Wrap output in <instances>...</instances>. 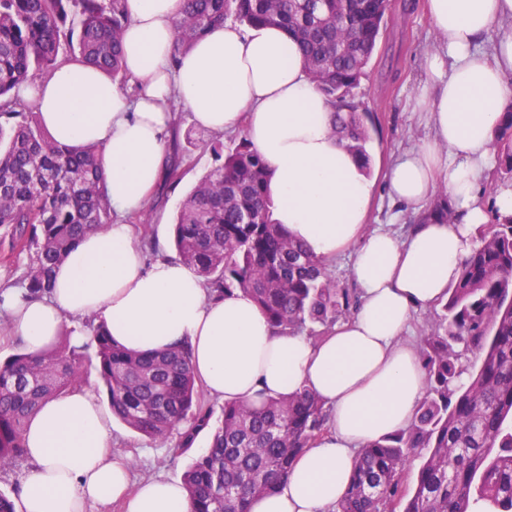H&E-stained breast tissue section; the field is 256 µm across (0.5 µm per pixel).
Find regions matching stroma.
Masks as SVG:
<instances>
[{"mask_svg": "<svg viewBox=\"0 0 512 512\" xmlns=\"http://www.w3.org/2000/svg\"><path fill=\"white\" fill-rule=\"evenodd\" d=\"M426 0H390L387 24L367 75L357 91V97L373 116L370 143L373 170L383 176L386 166L405 150L415 147L429 134L415 110L416 98L425 78L424 57L437 42L424 14ZM194 128L188 112H180L176 142L181 148L179 162L184 173L182 182L173 189L159 187L150 204L154 222V238L166 242V255H173L172 224L186 194L199 178L215 164L210 150L193 147L187 135ZM413 219L403 214L402 207L378 187L370 210L367 230H384L397 236H407ZM115 450L128 454L136 461L131 473L140 481L163 476L182 479L198 453L207 448V435H200L193 448L178 454L174 448L177 436L162 444L134 432L121 421L112 424Z\"/></svg>", "mask_w": 512, "mask_h": 512, "instance_id": "stroma-1", "label": "stroma"}]
</instances>
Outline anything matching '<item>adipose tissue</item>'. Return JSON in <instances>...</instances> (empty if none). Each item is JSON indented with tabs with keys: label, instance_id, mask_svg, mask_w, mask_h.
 <instances>
[{
	"label": "adipose tissue",
	"instance_id": "adipose-tissue-1",
	"mask_svg": "<svg viewBox=\"0 0 512 512\" xmlns=\"http://www.w3.org/2000/svg\"><path fill=\"white\" fill-rule=\"evenodd\" d=\"M182 7V0H125L124 66L136 94L78 59L18 90V103L33 108L55 140L98 147L114 220L83 235L54 270L47 295H0L8 317L0 338L39 352L57 341L67 318L92 315L133 351L188 341L194 373L215 399L258 404L312 391L329 410L326 431L251 512H333L358 452L412 421L426 380L404 336L415 312L447 297L488 221L481 185L495 164L500 119L512 109V0H428L439 44L425 58L415 110L430 135L384 175L390 196L418 216L402 239L365 233L374 182L333 133V109L287 33L227 22L178 55ZM179 107L198 129L240 134L261 154L273 221L314 256L328 261L352 251L359 303L326 336L277 331L238 291L210 298L203 278L179 259L145 265L126 218L147 207L164 176ZM442 184L452 223L421 220ZM25 439L19 512H91L113 502L124 512H190L180 481L157 477L131 487L93 390L46 401Z\"/></svg>",
	"mask_w": 512,
	"mask_h": 512
}]
</instances>
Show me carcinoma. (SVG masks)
Masks as SVG:
<instances>
[{
	"label": "carcinoma",
	"instance_id": "obj_1",
	"mask_svg": "<svg viewBox=\"0 0 512 512\" xmlns=\"http://www.w3.org/2000/svg\"><path fill=\"white\" fill-rule=\"evenodd\" d=\"M125 0H0V228L12 249L35 247L26 296L50 288L51 273L88 230L104 231L112 210L94 146L53 140L32 112L17 110L16 89L53 71L69 50L128 82L121 37ZM388 0H183L172 61L211 26L232 18L278 26L297 45L309 79L335 112L334 132L369 165L372 121L354 91L386 24ZM200 144L217 164L187 195L173 228L177 257L204 278L209 296L241 291L272 326L318 338L351 316L355 301L326 264L272 220L268 173L247 139L223 150ZM497 172L512 177V111L496 135ZM424 219H453L448 194ZM90 337L40 354L0 361V468L26 457L25 431L41 405L86 382L94 369L113 415L155 441L178 436L189 450L210 447L183 476L191 512H250L273 492L296 458L326 429L328 413L311 392L262 406L226 402L220 415L203 400L189 342L138 353L112 342L105 324ZM475 362H462L467 354ZM419 359L428 391L411 424L370 443L358 458L335 512H512V214L492 211L457 283L422 331ZM421 465L413 490L406 466Z\"/></svg>",
	"mask_w": 512,
	"mask_h": 512
}]
</instances>
